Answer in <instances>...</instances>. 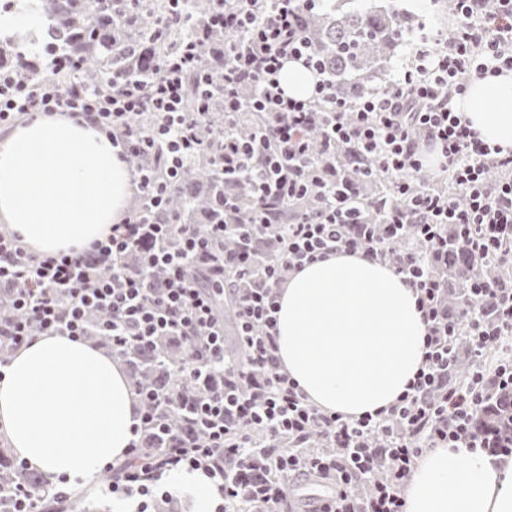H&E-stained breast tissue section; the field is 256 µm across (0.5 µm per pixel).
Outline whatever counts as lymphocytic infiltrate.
Wrapping results in <instances>:
<instances>
[{
	"label": "lymphocytic infiltrate",
	"mask_w": 512,
	"mask_h": 512,
	"mask_svg": "<svg viewBox=\"0 0 512 512\" xmlns=\"http://www.w3.org/2000/svg\"><path fill=\"white\" fill-rule=\"evenodd\" d=\"M323 0H224L210 23L224 30V121L216 131L214 161L225 177L252 192L251 230H275L279 254L258 264L249 249L229 252L232 221L198 227L162 217L170 188L200 152L199 130L209 112L200 38L161 58L154 75L63 91L22 72L0 73V127L35 115L65 112L105 132L131 170L143 205L88 248L55 255L30 251L0 225V368L36 337L62 334L112 339L113 352L131 344L177 339L189 352L178 376L198 386L192 402L179 388L159 392L133 384L138 422L125 458L110 463L101 480L114 500L136 512L170 503L164 472L182 469L215 483V512H297L293 496L313 481L321 493L309 512H404L402 487L425 448H483L512 458V429L478 426L495 394H512V279L472 289L462 320L448 315L445 279L432 264L448 256V235L477 260L512 267V153L480 140L452 104L472 79L512 70V0H453L455 40L418 52L414 66L382 90L345 103L314 59L302 32L304 13ZM302 62L315 76L310 95L288 96L286 61ZM203 90L191 96L187 79ZM260 115L250 138L236 132L241 113ZM324 151L311 162L312 136ZM347 144L369 156L393 195L380 220L362 221L348 205L335 147ZM437 154L445 192L423 190L417 178ZM501 177L489 183V169ZM323 194L319 208L296 222L279 221L277 204L303 198L309 186ZM180 248H163L168 238ZM139 252L140 269L124 260ZM332 252L361 254L389 266L416 290L427 323L419 372L390 408L357 419L311 404L283 372L277 356L276 312L281 288L305 262ZM162 272L158 287L146 275ZM236 301L238 354L224 347V319L216 292ZM494 317L485 319L483 304ZM477 363L468 384L453 388L448 369L458 341ZM180 406L190 433L173 432L165 448L146 452L158 416Z\"/></svg>",
	"instance_id": "obj_1"
}]
</instances>
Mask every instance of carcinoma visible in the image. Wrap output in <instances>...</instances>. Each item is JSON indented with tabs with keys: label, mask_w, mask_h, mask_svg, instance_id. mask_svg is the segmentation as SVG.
I'll use <instances>...</instances> for the list:
<instances>
[{
	"label": "carcinoma",
	"mask_w": 512,
	"mask_h": 512,
	"mask_svg": "<svg viewBox=\"0 0 512 512\" xmlns=\"http://www.w3.org/2000/svg\"><path fill=\"white\" fill-rule=\"evenodd\" d=\"M35 11L40 19L38 37L0 30V69L15 70L27 60L26 48L44 44L45 53L68 56L81 65V77L90 85L107 87L112 76L137 77L153 70L157 59L174 50L184 39L201 33L212 0H181L180 9L190 21L185 26L158 31L156 17L172 9L170 0H16ZM355 0H327L304 15L305 33L320 65L336 81L338 95L355 100L374 92V83L395 56L405 35L414 27L415 16L396 0H371L363 8ZM204 61L214 74H223L224 31H211L204 43ZM211 123L203 128L208 142L216 141L224 112L221 85L214 82L210 98ZM352 198L360 203L365 222L377 220L376 201L390 198L384 180L375 174L368 158L353 175ZM233 199L242 223L251 215L250 192L242 185L224 182V173L202 156L182 170L178 184L165 203L166 212L179 224L224 223V199ZM448 311L461 318L469 288L478 279H506L512 272L494 260L474 261L448 232ZM187 348L180 341L165 342V349L131 346L124 351L127 364L142 379L166 390L174 385L175 370ZM472 365L458 360L450 384L466 383ZM41 484L39 475L0 457V493L19 486L32 491ZM48 512H112L103 494L78 491L63 504L47 503Z\"/></svg>",
	"instance_id": "cac0c4a2"
}]
</instances>
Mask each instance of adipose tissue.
I'll list each match as a JSON object with an SVG mask.
<instances>
[{"instance_id": "adipose-tissue-1", "label": "adipose tissue", "mask_w": 512, "mask_h": 512, "mask_svg": "<svg viewBox=\"0 0 512 512\" xmlns=\"http://www.w3.org/2000/svg\"><path fill=\"white\" fill-rule=\"evenodd\" d=\"M479 139L512 151V71L486 74L453 103ZM132 175L82 118L41 116L0 142V222L35 252L86 247L121 223ZM282 368L319 408L357 419L393 405L423 362L414 288L392 269L332 253L283 288ZM137 422L121 365L69 336H40L0 369V430L32 467L90 479L123 459ZM405 512H512V459L428 448L404 487Z\"/></svg>"}]
</instances>
